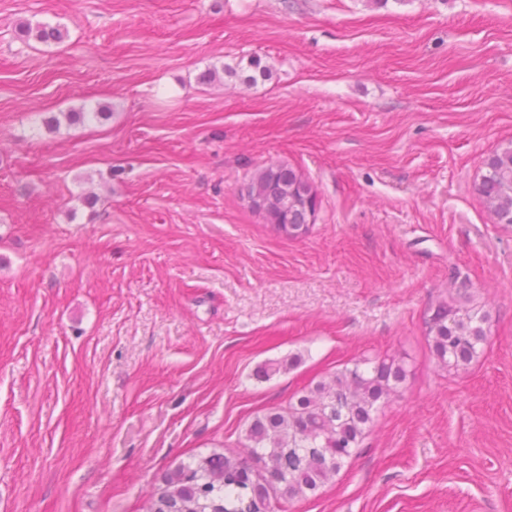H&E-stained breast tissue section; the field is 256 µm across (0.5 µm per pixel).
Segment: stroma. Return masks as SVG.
<instances>
[{"label":"stroma","mask_w":512,"mask_h":512,"mask_svg":"<svg viewBox=\"0 0 512 512\" xmlns=\"http://www.w3.org/2000/svg\"><path fill=\"white\" fill-rule=\"evenodd\" d=\"M510 146L512 0H0V512H149L363 356L400 394L285 512H512V224L473 188ZM270 165L299 237L246 198ZM444 299L489 316L464 370ZM302 180V177L290 167L270 166L258 173L248 189V197L257 194L269 202L266 216L270 221L279 218L288 221V224L298 229L304 227L300 234L293 235L292 238L302 235L308 229L309 214L307 210L296 202L294 203L288 193L293 185ZM288 224L279 222L276 227L288 229ZM486 314L463 310L442 300L426 322L433 353L448 370L458 371L476 360L485 341Z\"/></svg>","instance_id":"obj_1"}]
</instances>
